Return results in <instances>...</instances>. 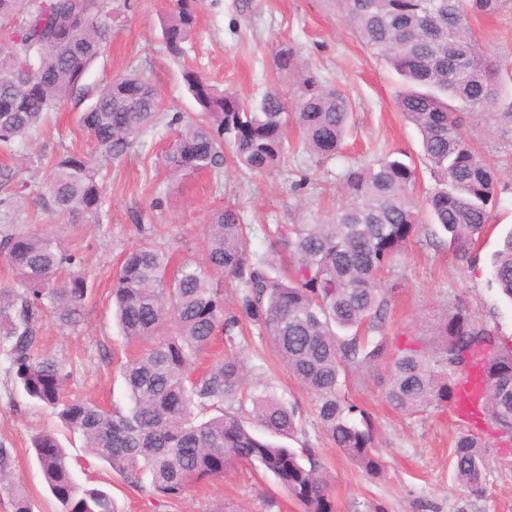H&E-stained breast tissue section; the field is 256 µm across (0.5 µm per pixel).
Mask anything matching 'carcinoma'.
Here are the masks:
<instances>
[{
  "label": "carcinoma",
  "mask_w": 512,
  "mask_h": 512,
  "mask_svg": "<svg viewBox=\"0 0 512 512\" xmlns=\"http://www.w3.org/2000/svg\"><path fill=\"white\" fill-rule=\"evenodd\" d=\"M334 3L362 44L399 76L397 107L418 130L424 159L437 178L425 200L431 221L449 247L467 258L489 222L499 177L472 146L461 112L512 123V101L504 91L512 83V63L478 42L471 20L512 8V0ZM200 4L175 0L162 25L169 55L182 56ZM127 7L128 0L110 9L100 0H0V145L33 140L48 113L82 95L86 71L105 52L112 21ZM274 67L296 80L291 113L276 92L252 106L184 72L200 113L180 126L165 150L170 175L221 172L226 144L239 169L273 170L288 152L291 125L306 151L336 154L350 124L348 97L325 85L291 48L276 53ZM160 108L156 89L133 71L103 86L80 124L105 160H118L156 123ZM100 170L78 152L48 162L39 185L43 205L59 215L98 214ZM415 182V168L398 159L350 167L343 175L349 202L315 224L256 227L243 222L238 206L228 205L208 225L206 269L188 261L171 268L172 257L153 240L133 247L113 285L116 317L124 338L146 347L121 365L126 409L108 412L71 395L65 361L39 351L43 318L52 317L62 328L79 326L90 288L77 251L48 233L15 227L30 185L18 170L0 169V186L15 184L0 196V259L16 282L0 285V350L9 371L31 400L56 411L92 456L162 503L240 461L273 475L303 512H336L314 449L299 452L253 433L259 426L271 436L291 438L299 419L297 407L272 396H254L246 405L245 365L236 352L244 320L315 396L327 438L370 477L384 469L375 428L343 388L353 374L378 363L389 369L386 402L407 415L454 403L457 385L478 370L482 408L511 438L512 349L504 350L495 331L465 307L442 315L432 351L393 347L383 336L389 298L381 280L421 230ZM254 233L268 241L265 252L249 249ZM491 273L512 299V231L492 255ZM217 277L235 283L237 313L224 310ZM218 337L224 358L194 377ZM32 448L58 512H115L108 492L76 479L73 460L55 433L36 435ZM485 468L479 439L458 436L457 482L479 495ZM0 492L10 497L13 512H33L15 476L13 450L2 443Z\"/></svg>",
  "instance_id": "cac0c4a2"
}]
</instances>
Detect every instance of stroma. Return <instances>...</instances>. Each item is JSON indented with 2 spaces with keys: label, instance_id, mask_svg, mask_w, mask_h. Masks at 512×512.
Wrapping results in <instances>:
<instances>
[{
  "label": "stroma",
  "instance_id": "1",
  "mask_svg": "<svg viewBox=\"0 0 512 512\" xmlns=\"http://www.w3.org/2000/svg\"><path fill=\"white\" fill-rule=\"evenodd\" d=\"M172 7L173 0H130L112 26L108 50L85 75L83 97L65 99L43 123L36 148L46 159L87 153L93 146L78 117L98 89L132 66L156 88L162 109L155 126L121 160L101 171L100 214L62 218L31 195L20 218L30 230L52 232L83 259L93 286L84 320L77 328L63 329L45 318L41 347L65 359L73 394L108 409L127 405L120 365L139 349L126 342L113 318L112 286L125 253L148 236L178 258L203 267L207 225L224 205H239L248 224H311L344 204L341 177L349 167L387 155L416 165V201H423L435 184L433 172L421 160L418 131L396 107L397 75L365 48L332 0H203L180 63L169 56L161 39L160 23ZM473 28L482 44L512 58V10L476 18ZM286 46L349 98L353 130L341 154L321 158L293 151L279 170L256 176L242 175L229 164L219 176L197 172L172 178L161 161L176 134L171 119L188 118L199 110L186 88L184 68L247 103L271 91L290 102L295 98L293 81L274 67L275 54ZM464 128L482 157L499 166L498 202L468 259H459L444 243L443 233L427 224L397 260L383 286L389 296L385 333L398 346L416 343L433 349L435 316L462 305L473 319L497 332L504 348L512 349V300L500 293L490 269L492 253L512 229V125L468 115ZM239 355L248 369L250 390L298 404L300 429L287 445L315 449L336 512H512V440L498 433L492 421H464L449 407L402 414L386 403L385 367L353 375L349 395L370 415L385 464L383 474L372 478L328 440L313 395L288 374L251 325L243 327ZM47 430L57 432L72 456L84 457L82 440L29 399L0 354V442L14 450L15 474L26 485L34 512H57L30 448L31 436ZM464 432L475 434L485 446L488 467L479 496L458 485L451 463L453 443ZM75 474L80 482L105 486L117 512H216L221 506L228 512H302L272 476L248 464H232L222 476L201 481L164 507L96 460L87 459Z\"/></svg>",
  "mask_w": 512,
  "mask_h": 512
}]
</instances>
